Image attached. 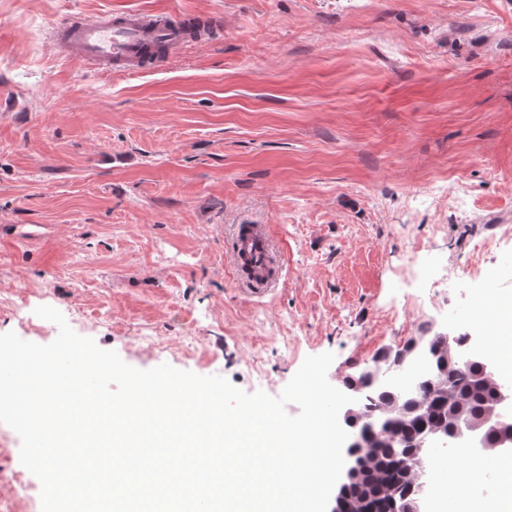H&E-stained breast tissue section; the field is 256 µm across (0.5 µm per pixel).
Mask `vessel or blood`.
<instances>
[{
    "mask_svg": "<svg viewBox=\"0 0 512 512\" xmlns=\"http://www.w3.org/2000/svg\"><path fill=\"white\" fill-rule=\"evenodd\" d=\"M187 26V19L165 13L122 12L68 19L57 34L65 57L120 73H136L156 69L176 54L189 38ZM233 257L238 266H249L258 285L272 282V252L263 227L238 225Z\"/></svg>",
    "mask_w": 512,
    "mask_h": 512,
    "instance_id": "vessel-or-blood-1",
    "label": "vessel or blood"
}]
</instances>
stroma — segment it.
<instances>
[{"instance_id": "obj_1", "label": "stroma", "mask_w": 512, "mask_h": 512, "mask_svg": "<svg viewBox=\"0 0 512 512\" xmlns=\"http://www.w3.org/2000/svg\"><path fill=\"white\" fill-rule=\"evenodd\" d=\"M128 11L224 36L159 72L57 53L69 16ZM238 224L267 229L270 292L239 285ZM506 224L512 0H0V290L28 301L0 333L51 343V306L140 370L278 394L331 352L337 387L431 320L491 344Z\"/></svg>"}]
</instances>
